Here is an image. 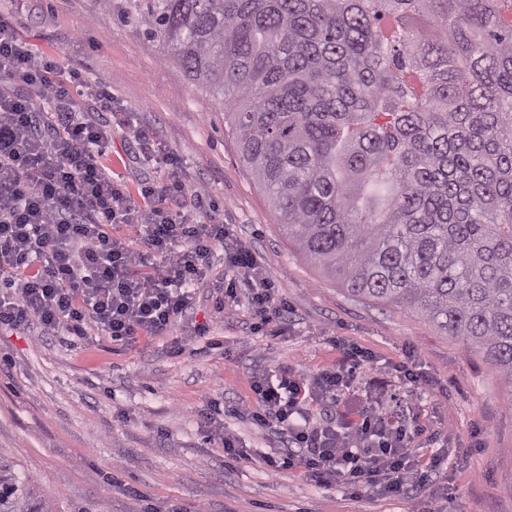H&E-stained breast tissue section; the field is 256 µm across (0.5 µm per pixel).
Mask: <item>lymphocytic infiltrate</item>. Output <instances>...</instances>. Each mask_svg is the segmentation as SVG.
Returning <instances> with one entry per match:
<instances>
[{
    "label": "lymphocytic infiltrate",
    "instance_id": "obj_1",
    "mask_svg": "<svg viewBox=\"0 0 512 512\" xmlns=\"http://www.w3.org/2000/svg\"><path fill=\"white\" fill-rule=\"evenodd\" d=\"M57 73L53 54L33 49L0 20V284L11 291L10 299H0V328L34 324L44 334L82 339L92 326L121 343L168 334L171 353L182 355L193 338L208 333L186 315L194 286L207 279L220 249L226 274L217 283L218 312L230 313L245 295L252 332L282 335L292 306L223 219L203 214L198 202L181 208L185 184L176 161L139 132L145 160L166 172L145 179L130 196L102 161L111 131L62 106L71 88L82 85V74L72 70L61 79ZM42 100L60 107L39 111ZM117 224L137 226L138 247L113 235ZM339 347L344 365L311 378L285 375L272 386L254 376L247 416L277 426L291 445L262 455V462L301 471L321 487L343 483L357 496L374 489L401 497L432 483L445 455L413 454L411 432L379 409L304 425L311 404L335 401L352 371L374 361L367 348L345 341Z\"/></svg>",
    "mask_w": 512,
    "mask_h": 512
}]
</instances>
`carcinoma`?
I'll return each instance as SVG.
<instances>
[{
	"instance_id": "carcinoma-1",
	"label": "carcinoma",
	"mask_w": 512,
	"mask_h": 512,
	"mask_svg": "<svg viewBox=\"0 0 512 512\" xmlns=\"http://www.w3.org/2000/svg\"><path fill=\"white\" fill-rule=\"evenodd\" d=\"M224 118L297 250L512 384V0H105ZM0 512H53L0 452Z\"/></svg>"
}]
</instances>
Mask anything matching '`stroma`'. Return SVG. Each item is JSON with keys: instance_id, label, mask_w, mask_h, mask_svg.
<instances>
[{"instance_id": "obj_1", "label": "stroma", "mask_w": 512, "mask_h": 512, "mask_svg": "<svg viewBox=\"0 0 512 512\" xmlns=\"http://www.w3.org/2000/svg\"><path fill=\"white\" fill-rule=\"evenodd\" d=\"M0 18L56 54L63 71L82 72L69 106L111 127L106 160L116 181L133 191L155 176L133 136L146 129L180 164L187 192L204 195L295 306L280 336L251 334L246 303L218 314L219 251L192 310L210 332L183 355L170 354L166 336L125 345L93 328L78 342L0 329V448L36 476L57 512H143L149 503L162 512H414L410 500H357L344 485L320 488L266 468L262 455L284 437L235 412L252 400L254 373L275 384L286 372L308 377L340 363L337 336L376 354L356 370L343 405L368 396L413 434L418 453L450 451L433 512H512V386L480 354L421 316L353 298L296 251L223 112L133 25L95 0H0ZM101 87L111 109L100 105ZM411 351L422 376L415 389L394 369ZM213 399L227 412L208 425L199 411ZM227 435L247 458L225 459Z\"/></svg>"}]
</instances>
